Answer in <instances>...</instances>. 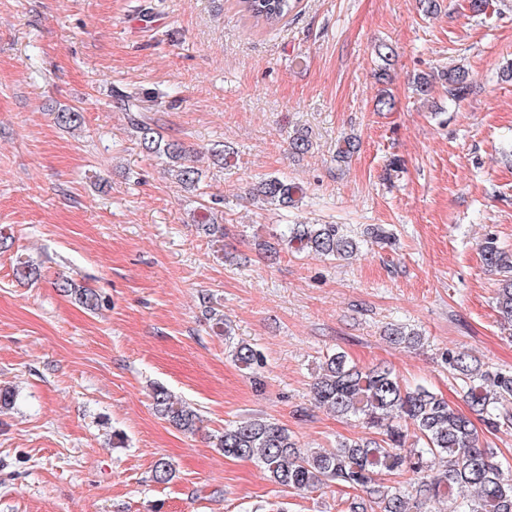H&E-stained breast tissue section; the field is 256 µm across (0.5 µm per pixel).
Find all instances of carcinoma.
Listing matches in <instances>:
<instances>
[{
    "label": "carcinoma",
    "instance_id": "cac0c4a2",
    "mask_svg": "<svg viewBox=\"0 0 512 512\" xmlns=\"http://www.w3.org/2000/svg\"><path fill=\"white\" fill-rule=\"evenodd\" d=\"M256 22L276 26L288 17L300 0H238ZM445 86L449 96L461 100L469 95L472 82L463 67L436 73H420L413 79L414 90L427 96L434 84ZM125 111L132 137L139 148L163 159L179 183L202 199L205 175L187 163L189 152L178 140L166 139L149 108L135 95L126 96ZM58 125L71 129L82 123L79 110L56 114ZM209 154L218 167L229 165L233 152L216 144ZM304 189L278 175H268L249 191L275 210L286 211L302 198ZM275 260L282 250L308 252L345 261L361 248V240L337 224H285L276 241L262 243ZM484 265L504 272L496 296V308L503 323L512 327V254L493 237L480 244ZM40 267L30 261L18 263L15 277L35 281ZM57 288L75 297L91 312L101 306L100 295L90 288L65 279ZM386 339L394 345L414 347L421 343L416 332L390 328ZM233 361L252 372L263 368L264 356L250 344L232 346ZM448 372L459 381L469 413L454 408L441 393L423 385H409L386 364L359 365L343 352L328 355L312 386L315 406L341 418L354 417L371 430L367 439H345L331 452H317L298 444L294 433L274 419L253 417L224 427L216 447L224 457L253 460L269 480L299 492H314L332 484L366 496L371 512H427L429 504L446 502L448 512H512V464L494 460L481 439V422L488 429L512 424V371L481 362L461 350L445 356ZM155 412L181 431L194 434L202 420L190 404L176 399L167 388L153 389ZM172 464L164 457L153 465L152 478L167 483L174 477Z\"/></svg>",
    "mask_w": 512,
    "mask_h": 512
}]
</instances>
